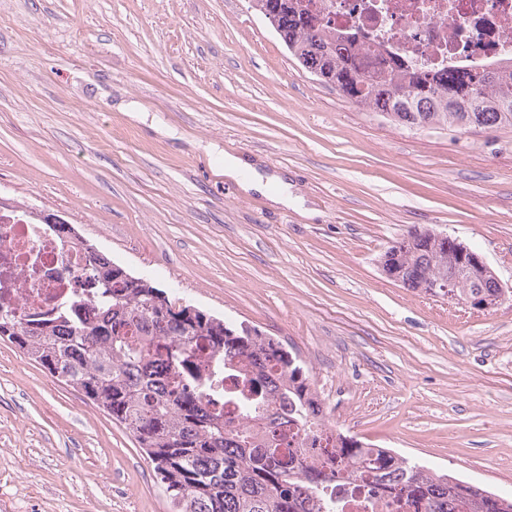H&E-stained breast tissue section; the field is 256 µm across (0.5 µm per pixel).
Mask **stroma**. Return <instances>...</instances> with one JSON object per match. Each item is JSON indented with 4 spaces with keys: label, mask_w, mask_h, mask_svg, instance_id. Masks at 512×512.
Listing matches in <instances>:
<instances>
[{
    "label": "stroma",
    "mask_w": 512,
    "mask_h": 512,
    "mask_svg": "<svg viewBox=\"0 0 512 512\" xmlns=\"http://www.w3.org/2000/svg\"><path fill=\"white\" fill-rule=\"evenodd\" d=\"M286 176L244 194L219 155ZM0 196L180 305L303 360L338 431L512 492V300L382 273L428 228L512 293V126L403 130L322 84L249 0H0ZM173 512L133 434L0 340V512Z\"/></svg>",
    "instance_id": "obj_1"
}]
</instances>
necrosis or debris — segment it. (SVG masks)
<instances>
[{"label":"necrosis or debris","instance_id":"obj_1","mask_svg":"<svg viewBox=\"0 0 512 512\" xmlns=\"http://www.w3.org/2000/svg\"><path fill=\"white\" fill-rule=\"evenodd\" d=\"M326 27L356 36L366 69L393 59L431 74L512 56V0H302ZM87 263L46 224L0 211V303L18 316L57 311L85 291Z\"/></svg>","mask_w":512,"mask_h":512}]
</instances>
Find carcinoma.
I'll return each mask as SVG.
<instances>
[{
  "instance_id": "carcinoma-1",
  "label": "carcinoma",
  "mask_w": 512,
  "mask_h": 512,
  "mask_svg": "<svg viewBox=\"0 0 512 512\" xmlns=\"http://www.w3.org/2000/svg\"><path fill=\"white\" fill-rule=\"evenodd\" d=\"M288 52L318 81L359 107L406 129L512 126V56L479 72L431 76L411 63L370 74L349 33L323 28L298 0H251ZM89 263L101 318L81 319L76 297L52 318L22 320L0 306V339L129 429L160 477L174 512H340L336 484L369 479L423 503L424 512H512L503 496L444 470L378 448L333 428L296 354L247 325H233L175 304L143 277L129 274L69 224L55 225ZM404 288L429 293L458 267L448 239L414 228L384 253ZM206 339L223 366L200 357ZM233 405L236 420L217 403ZM299 435L292 452L330 449V462L285 469L278 430Z\"/></svg>"
}]
</instances>
